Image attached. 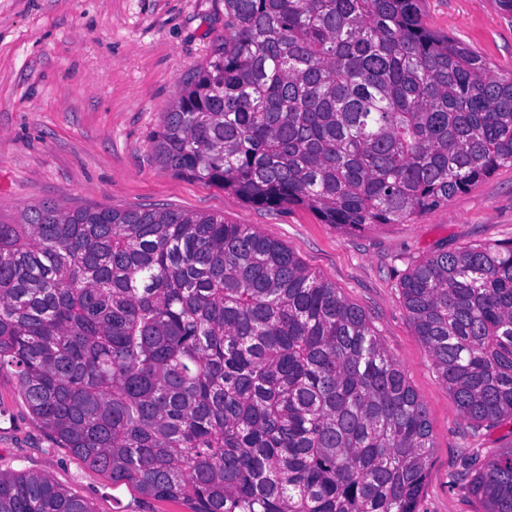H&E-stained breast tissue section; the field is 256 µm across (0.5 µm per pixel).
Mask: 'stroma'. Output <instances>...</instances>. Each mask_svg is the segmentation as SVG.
Instances as JSON below:
<instances>
[{
    "label": "stroma",
    "instance_id": "1",
    "mask_svg": "<svg viewBox=\"0 0 512 512\" xmlns=\"http://www.w3.org/2000/svg\"><path fill=\"white\" fill-rule=\"evenodd\" d=\"M422 22L512 71V17L496 0H420ZM224 36V0H0V211L171 204L248 224L292 248L370 318L426 407L432 430L419 512H482L463 485L512 426L472 433L408 320L398 283L436 250L512 239V167L409 224L354 232L306 206L266 209L155 161L150 138L181 82ZM0 470L42 472L92 512H190L114 486L58 447L0 374Z\"/></svg>",
    "mask_w": 512,
    "mask_h": 512
}]
</instances>
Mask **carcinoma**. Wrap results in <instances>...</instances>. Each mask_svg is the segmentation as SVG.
Listing matches in <instances>:
<instances>
[{
	"instance_id": "carcinoma-1",
	"label": "carcinoma",
	"mask_w": 512,
	"mask_h": 512,
	"mask_svg": "<svg viewBox=\"0 0 512 512\" xmlns=\"http://www.w3.org/2000/svg\"><path fill=\"white\" fill-rule=\"evenodd\" d=\"M157 163L326 224H408L512 166V72L419 0H224ZM407 316L476 430L512 425V240L434 251ZM112 484L191 512H417L433 441L369 317L290 247L174 207L0 214V373ZM464 489L512 512V444ZM0 512H91L0 471Z\"/></svg>"
}]
</instances>
